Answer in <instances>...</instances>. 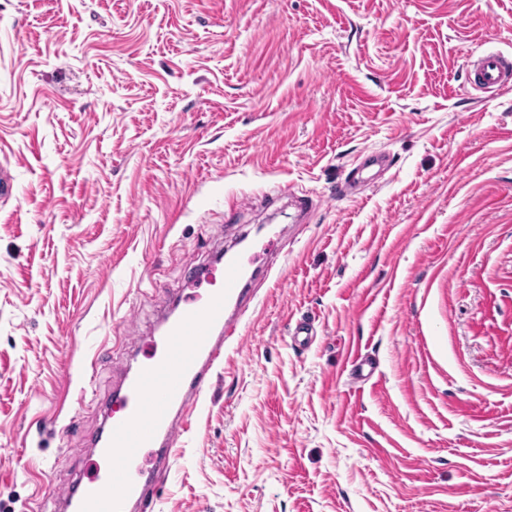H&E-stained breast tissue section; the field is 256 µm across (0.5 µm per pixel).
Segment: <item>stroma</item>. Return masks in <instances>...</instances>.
Returning <instances> with one entry per match:
<instances>
[{
  "instance_id": "1",
  "label": "stroma",
  "mask_w": 512,
  "mask_h": 512,
  "mask_svg": "<svg viewBox=\"0 0 512 512\" xmlns=\"http://www.w3.org/2000/svg\"><path fill=\"white\" fill-rule=\"evenodd\" d=\"M489 48L512 0H0V512H62L198 270L275 230L155 512H512ZM363 151L386 164L346 194Z\"/></svg>"
}]
</instances>
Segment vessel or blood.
Masks as SVG:
<instances>
[{
    "instance_id": "obj_1",
    "label": "vessel or blood",
    "mask_w": 512,
    "mask_h": 512,
    "mask_svg": "<svg viewBox=\"0 0 512 512\" xmlns=\"http://www.w3.org/2000/svg\"><path fill=\"white\" fill-rule=\"evenodd\" d=\"M472 87L492 93L512 86V57L484 52L469 73ZM254 257H225L208 273L204 291L190 296L138 372L126 377L104 412L110 421L95 442L100 460L83 488H68L73 512H153L155 478L169 474L177 444L211 387L226 341L238 333Z\"/></svg>"
}]
</instances>
